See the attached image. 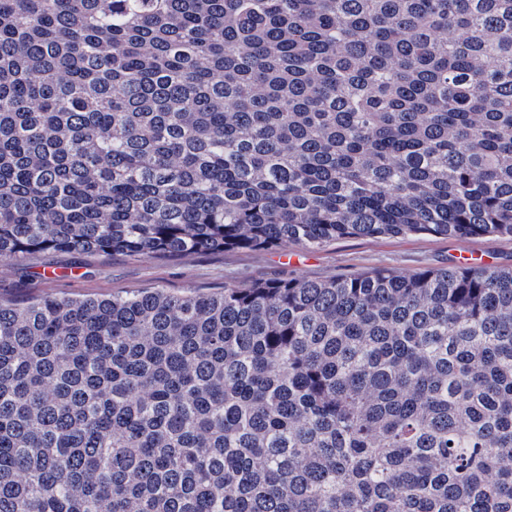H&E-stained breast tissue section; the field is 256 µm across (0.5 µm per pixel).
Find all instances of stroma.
Wrapping results in <instances>:
<instances>
[{"mask_svg":"<svg viewBox=\"0 0 512 512\" xmlns=\"http://www.w3.org/2000/svg\"><path fill=\"white\" fill-rule=\"evenodd\" d=\"M512 267L510 238H344L316 249H239L193 253L176 260L37 252L0 272V299L108 297L138 288L172 293L217 292L278 279L328 280L375 270L416 273L463 264L470 253Z\"/></svg>","mask_w":512,"mask_h":512,"instance_id":"stroma-1","label":"stroma"}]
</instances>
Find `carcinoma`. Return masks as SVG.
<instances>
[{
  "label": "carcinoma",
  "mask_w": 512,
  "mask_h": 512,
  "mask_svg": "<svg viewBox=\"0 0 512 512\" xmlns=\"http://www.w3.org/2000/svg\"><path fill=\"white\" fill-rule=\"evenodd\" d=\"M512 239V0H0V268ZM0 512H512V268L0 300Z\"/></svg>",
  "instance_id": "obj_1"
}]
</instances>
